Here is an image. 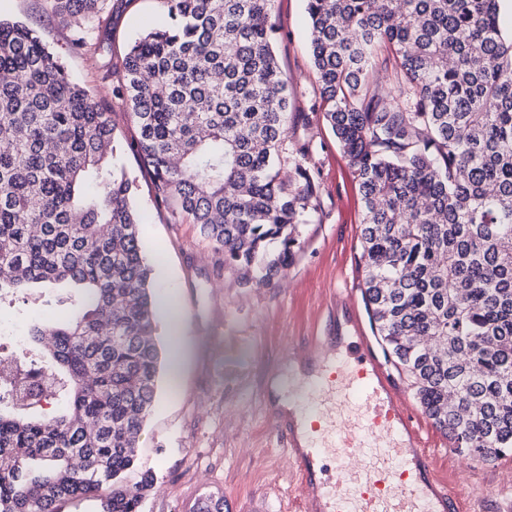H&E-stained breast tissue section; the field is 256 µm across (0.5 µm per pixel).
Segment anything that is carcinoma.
I'll return each mask as SVG.
<instances>
[{
	"mask_svg": "<svg viewBox=\"0 0 512 512\" xmlns=\"http://www.w3.org/2000/svg\"><path fill=\"white\" fill-rule=\"evenodd\" d=\"M104 0H52L78 30ZM172 23L121 59L155 199L246 280L288 268L314 208L280 178L288 77L274 0H164ZM324 119L359 182L365 294L384 350L455 450L512 455V35L502 0H306ZM112 112L38 33L0 21V300L44 285L66 315L30 326L51 403L0 412V512H141L137 445L162 367L135 181ZM49 142L63 144L49 151ZM107 495H100L103 487Z\"/></svg>",
	"mask_w": 512,
	"mask_h": 512,
	"instance_id": "cac0c4a2",
	"label": "carcinoma"
}]
</instances>
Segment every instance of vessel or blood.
I'll list each match as a JSON object with an SVG mask.
<instances>
[{"instance_id":"1","label":"vessel or blood","mask_w":512,"mask_h":512,"mask_svg":"<svg viewBox=\"0 0 512 512\" xmlns=\"http://www.w3.org/2000/svg\"><path fill=\"white\" fill-rule=\"evenodd\" d=\"M337 294L349 306L346 325L309 337L311 367L298 380L347 396L357 420L340 427L335 411L301 403L298 417L277 428L308 512H463L462 492L441 475L422 416L365 333L356 289ZM363 448L374 449V461L350 468Z\"/></svg>"}]
</instances>
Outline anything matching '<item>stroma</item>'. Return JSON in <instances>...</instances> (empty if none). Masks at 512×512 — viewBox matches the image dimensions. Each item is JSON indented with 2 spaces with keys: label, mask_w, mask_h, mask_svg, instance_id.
<instances>
[{
  "label": "stroma",
  "mask_w": 512,
  "mask_h": 512,
  "mask_svg": "<svg viewBox=\"0 0 512 512\" xmlns=\"http://www.w3.org/2000/svg\"><path fill=\"white\" fill-rule=\"evenodd\" d=\"M103 16L87 51L76 47L73 27L54 15L50 0H0L1 20L36 29L68 74L111 105L114 161L136 181L153 293L168 295L181 319L182 372L174 382L161 375L139 440L141 470L156 476L141 510L199 512L205 502L210 512H301L299 478L267 413L268 383L287 377L289 348L329 332L337 289L363 285L359 186L335 135L318 118L306 0H275L271 23L291 91L282 171L291 173L297 149L307 147L318 196L288 269L269 286L245 282L195 225L155 201L151 173L135 148L136 125L114 93L119 73L109 61L120 60L145 31L169 25L164 0H105ZM63 315L56 306L1 303L0 336ZM434 441L439 470L465 494V512H512V457L478 462L451 450L442 433Z\"/></svg>",
  "instance_id": "stroma-1"
}]
</instances>
